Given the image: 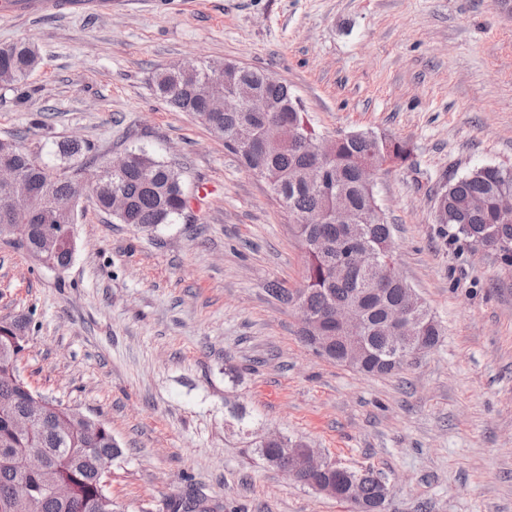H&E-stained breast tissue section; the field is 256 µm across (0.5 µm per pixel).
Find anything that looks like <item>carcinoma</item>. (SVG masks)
I'll return each instance as SVG.
<instances>
[{
	"mask_svg": "<svg viewBox=\"0 0 512 512\" xmlns=\"http://www.w3.org/2000/svg\"><path fill=\"white\" fill-rule=\"evenodd\" d=\"M39 64L35 47L23 40L0 45V83L24 81ZM211 64L201 62L196 70L182 72L166 68L156 73V92L180 112L196 114L215 134L224 138V145L234 152L242 164L258 175L273 180L271 188L297 220L295 228L306 246V284L302 293L305 312L320 318L329 304L360 300L369 328L366 348L374 355L387 354L392 333L385 324L386 309L405 300L410 285L396 267L391 245L392 227L378 208L374 188L359 178L362 162L401 159L411 156L409 144L401 139L358 131L335 140L316 135L305 122L288 85L271 74L240 66L231 78V85L242 97L255 101L258 112H226L216 119L207 112L206 100L199 94L201 85L210 81ZM280 134L282 143L277 152L265 155L245 149V142ZM322 143L331 153L326 185L319 187L307 178V169L315 157L306 154L301 141ZM132 165L120 173L97 166L57 169L40 153L26 149L17 140H0V159L12 162L36 190L38 209L31 214L27 241L19 242L29 255L39 245L42 224H74L77 213L68 212L65 200L82 196V182L96 179L99 192L97 207L112 212V193L124 198L125 210L114 213L122 224L142 231H152L162 224H172L187 217L190 201L182 185L181 172L174 165L159 160L143 150H133ZM512 192V168L484 166L473 170L440 193L441 213L437 222L451 230V236L464 243L478 235L490 234L506 248L497 252L501 262L512 267V219L505 218L498 199ZM343 201L357 216L356 222L341 228L331 220L322 224H305L309 211L325 213ZM359 247L369 253L371 263L361 268L348 259L349 250ZM28 384H20L7 362L0 360V512H20L11 504L13 485L19 481L30 484L42 496V512H120L112 500L103 478L98 475L101 456L117 459L122 448L112 439V432L102 426L91 438L72 424L71 409L58 407L49 413L30 435L17 436L10 428L11 417L27 408ZM29 448L47 451V469L29 473L19 465V457ZM256 453L268 465L278 467L282 449L264 442ZM363 493L377 497L381 480L373 471L361 472ZM65 484L72 500L65 505L47 492L49 482ZM205 498L193 491L175 502V510L195 512Z\"/></svg>",
	"mask_w": 512,
	"mask_h": 512,
	"instance_id": "cac0c4a2",
	"label": "carcinoma"
}]
</instances>
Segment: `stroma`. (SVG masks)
Masks as SVG:
<instances>
[{
    "label": "stroma",
    "mask_w": 512,
    "mask_h": 512,
    "mask_svg": "<svg viewBox=\"0 0 512 512\" xmlns=\"http://www.w3.org/2000/svg\"><path fill=\"white\" fill-rule=\"evenodd\" d=\"M21 39L41 62L0 85V139L49 160L67 141L96 157L142 148L175 164L192 198L191 221L145 232L83 196L61 273L0 239V321L27 323L19 372L110 428L123 455L108 490L125 512H167L191 486L214 512H353L261 460L275 433L373 469L386 512H512V268L446 235L433 200L474 169L512 168V12L497 0L0 12V44ZM227 60L287 83L324 137L410 144L374 176L397 268L442 328L410 366L366 375L300 341L297 310L275 294L305 282L293 216L153 84L163 68Z\"/></svg>",
    "instance_id": "35a3bbf8"
}]
</instances>
